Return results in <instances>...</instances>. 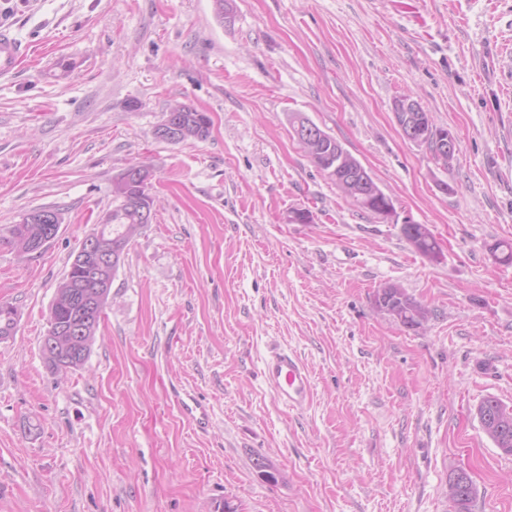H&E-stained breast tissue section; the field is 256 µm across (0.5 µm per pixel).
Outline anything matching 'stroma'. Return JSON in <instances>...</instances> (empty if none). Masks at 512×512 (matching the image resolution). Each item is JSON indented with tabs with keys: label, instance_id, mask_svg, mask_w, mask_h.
Segmentation results:
<instances>
[{
	"label": "stroma",
	"instance_id": "stroma-1",
	"mask_svg": "<svg viewBox=\"0 0 512 512\" xmlns=\"http://www.w3.org/2000/svg\"><path fill=\"white\" fill-rule=\"evenodd\" d=\"M0 0L25 49L0 81V228L60 213L41 252L0 246V512H512V455L476 416L512 406V0ZM412 96L458 150L407 140ZM210 134L171 144L169 103ZM336 138L428 225L353 206L303 152L291 118ZM157 205L125 250L85 364L52 371L49 308L129 164ZM312 214L290 222L293 209ZM394 283L433 311L408 329L374 304ZM307 365L312 396L281 404L273 350ZM194 395L206 426L185 416ZM265 456L278 472L265 481ZM169 107H180L184 132L182 138L173 144H178L188 139H203L207 136L210 126V118L205 112H200L183 102L174 101ZM168 107V108H169ZM402 233L419 254L426 258L437 256L439 244L427 225L407 224L402 227ZM450 483H454L459 491L454 493ZM448 495L455 503L459 512H468L469 504L475 498L476 489L468 473L463 469L452 472L448 477Z\"/></svg>",
	"mask_w": 512,
	"mask_h": 512
}]
</instances>
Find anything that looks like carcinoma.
I'll list each match as a JSON object with an SVG mask.
<instances>
[{
    "label": "carcinoma",
    "mask_w": 512,
    "mask_h": 512,
    "mask_svg": "<svg viewBox=\"0 0 512 512\" xmlns=\"http://www.w3.org/2000/svg\"><path fill=\"white\" fill-rule=\"evenodd\" d=\"M172 107L181 108L184 132L182 140L202 139L207 136L210 118L204 112L183 103L174 101ZM303 150L311 157L317 167L327 172L336 169V175L343 182L336 187L350 199L352 205L362 211L375 215L382 213L386 194L379 188L372 176L362 179L359 171L363 165L352 156L336 138L325 133L323 137L310 144L300 142ZM140 189L115 183L112 189L116 205L108 213L109 223L102 227L101 245L105 248L116 247L124 251L130 241L145 226L138 210L128 204L130 197L137 195ZM405 238L415 250L426 258H434L439 252V244L431 229L425 224H407L402 227ZM41 228L37 224H12L6 228V234H0V242H5L20 254L30 253L34 241L40 238ZM79 284L82 290L95 291L92 281L78 279L75 267H70L66 277L59 284L51 303L48 323L58 325L68 321L74 313L72 285ZM376 308L393 317L406 328L420 327L429 319L431 311L428 306L408 295L405 289L396 284H388L378 289L374 295ZM17 327V312L6 311L0 307V336H14ZM98 326L94 325L82 337L62 332L52 345V356L46 358L48 365L56 371H67L69 367L55 362L66 358L84 348V344L94 342ZM477 417L485 433L503 453L512 455V409L495 397L484 398L477 407ZM448 482L455 484L456 492H448L458 512H469V504L475 498L476 489L468 473L462 469L452 472Z\"/></svg>",
    "instance_id": "cac0c4a2"
}]
</instances>
